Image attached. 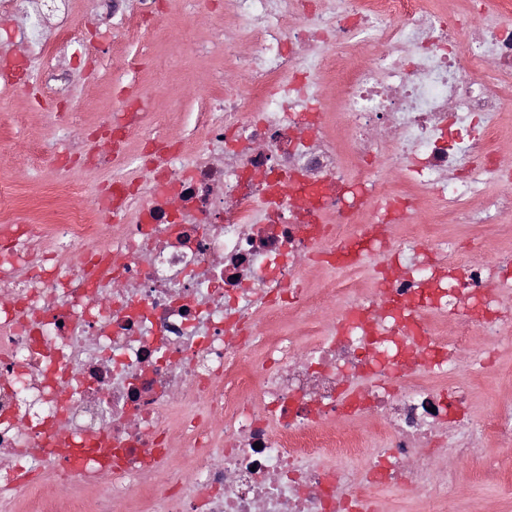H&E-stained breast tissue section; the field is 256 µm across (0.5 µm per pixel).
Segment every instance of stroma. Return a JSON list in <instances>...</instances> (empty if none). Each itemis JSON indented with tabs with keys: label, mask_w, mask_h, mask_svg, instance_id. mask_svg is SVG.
Masks as SVG:
<instances>
[{
	"label": "stroma",
	"mask_w": 512,
	"mask_h": 512,
	"mask_svg": "<svg viewBox=\"0 0 512 512\" xmlns=\"http://www.w3.org/2000/svg\"><path fill=\"white\" fill-rule=\"evenodd\" d=\"M161 8L163 32L140 42L126 41L107 30L96 12L73 18L69 51L81 54L90 42H97L103 66L96 79L73 84L67 94L70 109L57 114L54 129L45 124L53 106L46 90L35 84L29 95L18 98L0 77V129L13 136L12 150L0 155V183L13 187L30 221H38L50 206V188L60 176L49 155H31L33 143L53 137L61 140L70 133L94 137L100 116L113 111L120 96L137 88L153 97L154 126L169 133L193 128L202 91L216 84L224 68V28L235 21L231 0H216L204 12L197 11L194 0H163ZM116 47L143 58L144 67L134 72L113 69ZM116 173L129 179L146 177L134 155L117 170L97 173L85 171L79 157H72L67 176L83 186L72 205L86 206L91 195L104 189ZM467 381L475 416L492 413L495 405L512 403V342L501 345L492 371L468 376ZM447 474L457 488V512H512V458L495 442L479 443L469 461L448 463Z\"/></svg>",
	"instance_id": "1"
}]
</instances>
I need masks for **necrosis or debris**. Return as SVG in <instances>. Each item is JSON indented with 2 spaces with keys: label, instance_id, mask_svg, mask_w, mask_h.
<instances>
[{
  "label": "necrosis or debris",
  "instance_id": "necrosis-or-debris-1",
  "mask_svg": "<svg viewBox=\"0 0 512 512\" xmlns=\"http://www.w3.org/2000/svg\"><path fill=\"white\" fill-rule=\"evenodd\" d=\"M42 2L0 0L28 47L0 52L16 93L69 36L74 0H54L49 26ZM116 2L90 0L129 39L157 14V0L135 17ZM323 2L237 0L224 89L190 136L149 131L148 180L113 178L74 208L82 188L60 179L61 206L38 224L0 189V494L14 512H381L384 488L448 500L438 446L461 461L482 439L512 448V404L473 417L461 378L492 369L512 332V251L418 237L433 200L438 226L512 214L497 156L512 0L494 21L421 0ZM346 51L360 63L345 71ZM333 79L340 138L321 110ZM148 112L127 95L86 170L125 158ZM488 174L506 190L488 195ZM307 254L368 287L308 293ZM289 315L306 335H272Z\"/></svg>",
  "mask_w": 512,
  "mask_h": 512
}]
</instances>
